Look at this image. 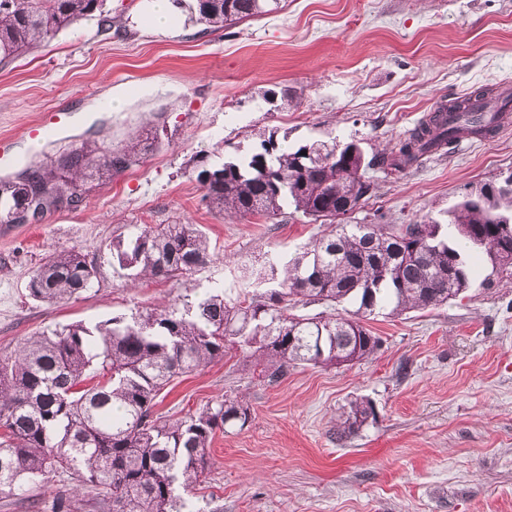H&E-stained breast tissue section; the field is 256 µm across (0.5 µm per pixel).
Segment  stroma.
<instances>
[{
    "mask_svg": "<svg viewBox=\"0 0 512 512\" xmlns=\"http://www.w3.org/2000/svg\"><path fill=\"white\" fill-rule=\"evenodd\" d=\"M150 0H106L125 34L77 23L0 70V178L83 141L114 150L146 128L155 148L130 170L93 182L83 201L37 224H0V356L45 329L94 326L117 314L250 290L265 257L292 258L319 224L228 219L201 203L191 175L246 153L275 128L289 143L357 140L367 154L396 148L438 106L480 90L512 89V0H280L276 10L203 31L172 5L154 28ZM290 90L298 108L277 110ZM126 95L113 109L112 94ZM512 174V125L488 142L463 140L389 174L370 169L372 197L351 223L445 221L472 188ZM193 224L215 257L179 281L131 285L112 244L134 228ZM77 250L98 271L92 288L59 304L30 297L51 252ZM447 305L372 315V359L299 365L258 379L241 353L177 378L157 405L171 419L228 396L249 423L217 432L206 481L192 497L218 512H512V287L487 259ZM376 417L339 435L352 402Z\"/></svg>",
    "mask_w": 512,
    "mask_h": 512,
    "instance_id": "35a3bbf8",
    "label": "stroma"
}]
</instances>
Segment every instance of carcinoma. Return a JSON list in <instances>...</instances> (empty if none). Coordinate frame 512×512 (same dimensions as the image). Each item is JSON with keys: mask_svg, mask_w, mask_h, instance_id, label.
<instances>
[{"mask_svg": "<svg viewBox=\"0 0 512 512\" xmlns=\"http://www.w3.org/2000/svg\"><path fill=\"white\" fill-rule=\"evenodd\" d=\"M270 2L194 0L188 9L192 22L216 31L266 14ZM102 6L103 0H0V69ZM491 102L477 92L440 106L389 157L347 158L350 143L334 138L284 145L272 130L253 151L195 166L206 207L273 220L290 204L324 232L291 260L267 259L250 273L254 290L235 298L221 292L194 306L147 308L92 329L59 326L1 357L0 500L22 498L37 512H200L187 496L207 474L214 435L228 425L245 427L250 411L224 398L176 420L156 415V399L176 378L223 360L229 345L269 383L298 364L369 359L381 341L365 320L387 308L393 315L460 296L470 287L466 248L484 252L500 281L511 284L512 173L448 211L445 238L435 221L386 224L376 212L363 224L344 223L374 188L368 170L401 173L464 135L485 134ZM152 148L139 134L110 153L74 147L68 165L62 153L28 165L0 179V224L15 223L32 203L43 217L76 206L95 179L130 169ZM211 257L207 236L192 224L146 225L117 249L119 265L136 281L185 277ZM96 277L85 254L52 252L28 291L56 304L92 287ZM342 302L357 309L294 313ZM372 416L369 404L352 403L342 433ZM53 478L67 489L35 500L33 490Z\"/></svg>", "mask_w": 512, "mask_h": 512, "instance_id": "1", "label": "carcinoma"}]
</instances>
